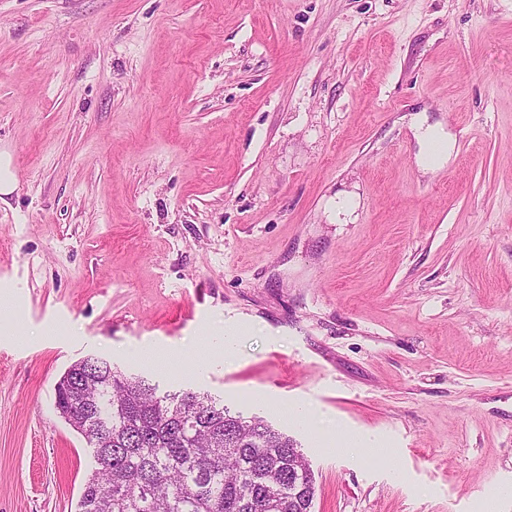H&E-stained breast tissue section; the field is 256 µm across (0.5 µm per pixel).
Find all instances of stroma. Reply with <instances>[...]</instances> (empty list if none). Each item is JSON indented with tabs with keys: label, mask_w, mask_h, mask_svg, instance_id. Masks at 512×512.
Wrapping results in <instances>:
<instances>
[{
	"label": "stroma",
	"mask_w": 512,
	"mask_h": 512,
	"mask_svg": "<svg viewBox=\"0 0 512 512\" xmlns=\"http://www.w3.org/2000/svg\"><path fill=\"white\" fill-rule=\"evenodd\" d=\"M0 149V512H76L89 355L287 433L314 512H512V0H0ZM410 130L413 132L415 139L421 144L422 147L428 148L434 144L444 143L447 148L444 147L434 156L433 162H427L424 159V155H419V165L424 171H430L435 167H440L449 162L453 152V140L451 136L438 125H424L415 119L410 122ZM16 188L13 160L10 154L2 150L0 152V197L10 195ZM375 440L369 437L357 436L350 439L342 438L338 436L331 437L325 443V447L331 453L344 454L348 453L351 448H375L377 452L380 448H376Z\"/></svg>",
	"instance_id": "stroma-1"
}]
</instances>
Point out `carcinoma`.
<instances>
[{
	"instance_id": "carcinoma-1",
	"label": "carcinoma",
	"mask_w": 512,
	"mask_h": 512,
	"mask_svg": "<svg viewBox=\"0 0 512 512\" xmlns=\"http://www.w3.org/2000/svg\"><path fill=\"white\" fill-rule=\"evenodd\" d=\"M59 414L93 446L96 467L77 512H307L288 493L312 468L288 471L296 441L209 394H157L147 380L94 357L70 365Z\"/></svg>"
}]
</instances>
